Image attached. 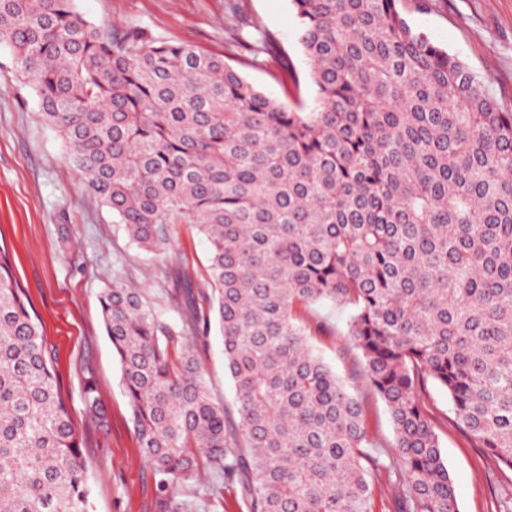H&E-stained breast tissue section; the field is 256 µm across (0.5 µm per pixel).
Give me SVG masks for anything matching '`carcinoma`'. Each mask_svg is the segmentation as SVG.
<instances>
[{
    "label": "carcinoma",
    "instance_id": "carcinoma-1",
    "mask_svg": "<svg viewBox=\"0 0 512 512\" xmlns=\"http://www.w3.org/2000/svg\"><path fill=\"white\" fill-rule=\"evenodd\" d=\"M397 2L292 0L316 95L304 100L286 65V105L224 56L118 36L76 0H0V43L128 237L157 251L192 224L208 241L211 303L175 272L179 324L119 280L100 295L171 512H199L178 486L202 469L247 512H375V472L397 512H461L421 399L430 379L472 443L512 471V109ZM322 302L350 309L390 451L296 317ZM214 319L232 414L193 345ZM84 394L97 410L90 377ZM88 497L40 322L0 249V512H88Z\"/></svg>",
    "mask_w": 512,
    "mask_h": 512
}]
</instances>
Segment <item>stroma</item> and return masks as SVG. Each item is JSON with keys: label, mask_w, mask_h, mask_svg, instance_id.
<instances>
[{"label": "stroma", "mask_w": 512, "mask_h": 512, "mask_svg": "<svg viewBox=\"0 0 512 512\" xmlns=\"http://www.w3.org/2000/svg\"><path fill=\"white\" fill-rule=\"evenodd\" d=\"M76 6L92 22L223 55L261 92L284 103L288 90L278 75L284 62H292L302 77L303 98L315 96L290 0H76ZM398 9L412 27L484 77L498 102L512 108V0H398ZM267 38L273 50H262ZM67 152L58 132L43 121L39 98L10 48L0 45V247L13 257L16 280L40 319L47 354L82 438L90 512H168L165 493L138 447L99 299L120 280L143 288L161 319L177 323L184 300L175 296L169 277L187 268L197 303L207 306L208 243L193 225L179 224L161 250L138 248L111 209L88 191ZM296 315L313 328L316 351L337 375L350 379L362 357L346 342L347 309L325 303ZM196 349L213 395L232 406L218 327L199 337ZM89 376L106 410L102 425L84 404ZM355 392L368 407L370 436L391 446L385 403L364 384H356ZM422 398L461 512H497L504 476L496 463L458 429L442 386L428 382Z\"/></svg>", "instance_id": "1"}]
</instances>
